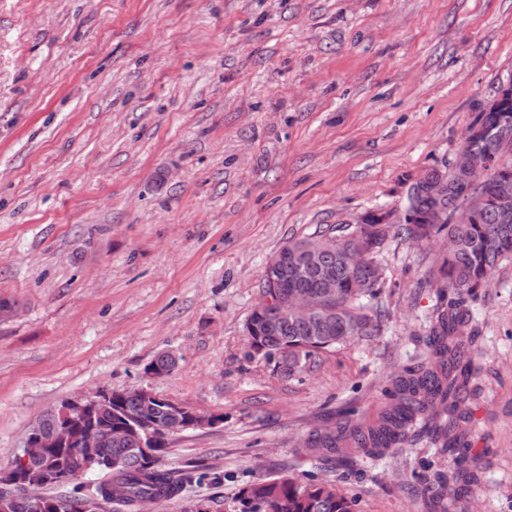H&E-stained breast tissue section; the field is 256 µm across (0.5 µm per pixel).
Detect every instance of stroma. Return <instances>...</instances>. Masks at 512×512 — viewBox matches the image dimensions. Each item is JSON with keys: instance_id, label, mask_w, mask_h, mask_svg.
Segmentation results:
<instances>
[{"instance_id": "obj_1", "label": "stroma", "mask_w": 512, "mask_h": 512, "mask_svg": "<svg viewBox=\"0 0 512 512\" xmlns=\"http://www.w3.org/2000/svg\"><path fill=\"white\" fill-rule=\"evenodd\" d=\"M512 81V0H0V468L75 396L142 387L219 424L164 468L224 474L160 512H242L258 477L315 476L355 512H512V257L469 301V448L308 449L417 364L438 247L389 237L374 335L285 379L246 322L289 238L402 208ZM176 355L169 373L147 366Z\"/></svg>"}]
</instances>
